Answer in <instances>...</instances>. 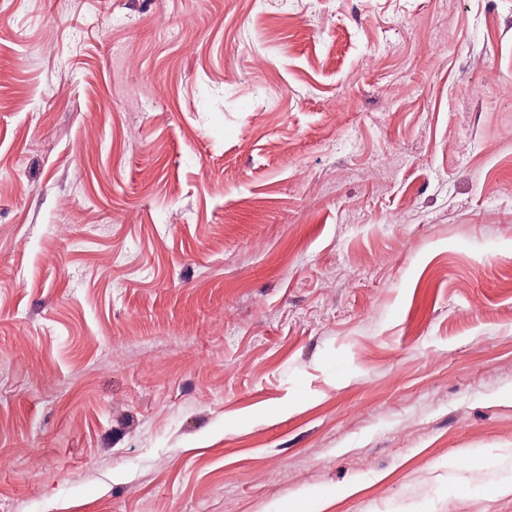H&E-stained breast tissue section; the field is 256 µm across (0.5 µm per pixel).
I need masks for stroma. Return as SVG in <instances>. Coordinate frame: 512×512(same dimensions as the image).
Wrapping results in <instances>:
<instances>
[{"mask_svg":"<svg viewBox=\"0 0 512 512\" xmlns=\"http://www.w3.org/2000/svg\"><path fill=\"white\" fill-rule=\"evenodd\" d=\"M509 84L512 0H0V512H512Z\"/></svg>","mask_w":512,"mask_h":512,"instance_id":"1","label":"stroma"}]
</instances>
